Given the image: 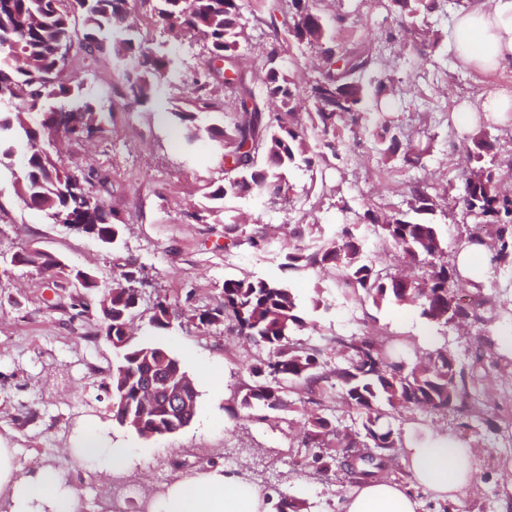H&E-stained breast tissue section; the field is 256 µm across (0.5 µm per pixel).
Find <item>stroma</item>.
<instances>
[{"mask_svg":"<svg viewBox=\"0 0 512 512\" xmlns=\"http://www.w3.org/2000/svg\"><path fill=\"white\" fill-rule=\"evenodd\" d=\"M152 4L130 0L139 20L137 37L175 54L163 95L143 106L126 104L115 92L123 77L120 66L78 49L61 73L65 83L103 98L100 130L84 141L63 144L59 162L108 176L107 186L93 192L106 210L123 219L121 244L107 248L93 236L53 223L18 197L9 171L0 172V445L13 449L23 469L45 464L57 470L64 486L78 491L79 512H106V497L116 486L137 487L142 498L153 502L159 497L158 479L169 482L214 470L245 473L272 499L286 494L304 501V512H337V499L350 482L343 466L318 472L304 464L305 422L311 414L326 413L340 431L351 432L359 427L358 415L339 398L323 400L297 386L286 392L284 407L267 410L262 420L248 417L239 405V389L249 380L245 364L268 357V349L227 326L201 330L185 317L193 308L219 306L226 279L245 274L288 278L309 323L297 337L303 345L375 333L411 362L437 340L447 342L465 365L483 351L481 376L472 391L477 420L465 437L476 451L466 509L512 512V309L503 307L512 301V267L490 264L484 293L500 310L492 321L474 322L461 331L430 325L409 306L358 300L331 271L292 274L283 266L295 227L304 229L308 244L331 238L338 225L357 223L365 206L402 208L411 181L422 176L437 189L460 193L476 132L493 142L497 157H512V121L468 128L455 111L478 94L512 89V71L482 75L457 67L451 33L458 0H441L424 19V27L439 39L433 47L386 42L387 33L397 32L398 21L378 0H338L346 16L340 43L379 48L382 69L399 88L388 99V117L413 139L429 143L430 151L422 168L408 171L383 158L371 135L347 138L343 160L328 159L312 174H288L289 201L226 202V216L241 220L244 233L261 224L270 231L265 249L245 241L228 249L223 225L192 218L208 206L210 182L224 175L222 157L202 143L186 152L167 118L193 98L205 52L192 37H171ZM29 246L62 256L67 272L49 277L12 265V254ZM129 262L142 266L153 282L134 318L133 342L167 348L198 383L194 419L161 437H140L115 421L103 389L115 357L112 346L99 334L97 311L76 318L70 308L76 295L71 270L92 271L108 283ZM159 296L178 302L181 315L157 333L149 317ZM392 423L409 441L438 430L456 433L458 418L449 410L401 409ZM88 429L106 445L129 449L136 466L118 479L100 463L74 459L68 452L71 439Z\"/></svg>","mask_w":512,"mask_h":512,"instance_id":"35a3bbf8","label":"stroma"}]
</instances>
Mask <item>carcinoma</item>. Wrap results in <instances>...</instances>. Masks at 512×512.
Here are the masks:
<instances>
[{
  "instance_id": "carcinoma-1",
  "label": "carcinoma",
  "mask_w": 512,
  "mask_h": 512,
  "mask_svg": "<svg viewBox=\"0 0 512 512\" xmlns=\"http://www.w3.org/2000/svg\"><path fill=\"white\" fill-rule=\"evenodd\" d=\"M64 0H0V104L11 106L0 115V167L13 169L23 162L15 178L16 192L48 219L74 224L106 245L119 243L123 221L108 213L91 188L92 175L64 168L50 150V136L57 113H68L62 139L82 141L100 129L101 112L94 96L83 87L61 81L65 59L59 48L72 42L117 62L131 59L135 71L124 75L121 95L130 103L145 105L168 82L174 57L136 41L134 19L127 0H69L72 11L61 9ZM398 11L400 28L413 42L426 44L428 32L418 20L438 8V0H389ZM158 19L176 36L187 33L203 41L206 60L220 58L224 68L236 74L227 97L212 93L220 82L215 72L203 66V79L196 81L192 109L172 113L175 124L186 132L187 141H208L222 150L224 177L210 184L207 197L220 204L226 200L264 196L279 198L289 189L287 175L295 169L314 171L328 157L339 158L345 132H370L385 159L395 158L402 167L420 166L426 148L405 137L383 116L373 117L369 105L383 93L395 92L388 79L365 82L371 69L380 65L371 46L341 54L334 53V36L325 10L311 0H288L283 10L279 0H257L255 21L269 29L287 26L288 42L272 43L260 69L247 71L236 66L238 50L249 42L250 32L241 22L239 0H154ZM81 18L76 26L74 16ZM306 44L319 51L320 67L310 84L307 99L312 110L298 111V88L281 66L279 58L291 45ZM261 81L273 110L255 97L252 82ZM212 112L223 120L198 124V114ZM316 134L311 143L307 131ZM493 144L483 136L473 138L467 152L464 192L455 198L466 216L474 221L469 240H485L494 259L512 265V195L503 192L498 169L485 164ZM407 210L364 212L362 223L378 229L382 239L399 251L409 268H427L426 276H395L365 257L367 240L358 224H343L335 236L316 248L295 245L288 249L284 267L291 272L329 269L356 296L363 295L378 306L384 302L410 305L420 318L442 326H461L481 319L477 310L489 304L458 312L449 309L456 280V267L448 264L447 243L440 224L434 221L439 204L424 180L409 187ZM20 265L43 274L64 266L58 255L37 248L14 253ZM74 279L85 298L102 304L97 277L77 270ZM143 270L132 265L112 281L107 307L100 308L102 337L112 340L113 417L124 425L128 416L140 414L141 382L153 378L163 384H185L190 401L184 419L173 424L166 412L167 395L158 393L159 413L143 421L138 435L164 436L187 426L196 415L198 391L180 361L156 344H131L129 323L141 300ZM173 304L167 298L153 303L151 326L166 330L171 325ZM195 323L231 322L235 329L271 352L269 359L249 367L251 383L244 386L240 407L246 411L277 409L288 385L301 384L323 394L336 387V396L360 416V430L341 434L327 417L316 413L307 419V443L316 449L306 464L326 471L336 464L337 449L356 457L349 479L379 478L387 470L390 452L400 442V432L387 421L389 412L404 408L448 409L459 414V428L468 431L474 417L471 386L478 376L477 363L456 361L447 343L437 344L425 358L410 365L392 359L387 340L358 336L337 342L344 364L331 369L320 351L294 343L306 321L296 289L284 279L244 276L224 281V303L212 309L191 311Z\"/></svg>"
}]
</instances>
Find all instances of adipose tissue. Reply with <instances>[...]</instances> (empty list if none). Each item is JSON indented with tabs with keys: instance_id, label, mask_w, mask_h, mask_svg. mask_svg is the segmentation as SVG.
I'll use <instances>...</instances> for the list:
<instances>
[{
	"instance_id": "obj_1",
	"label": "adipose tissue",
	"mask_w": 512,
	"mask_h": 512,
	"mask_svg": "<svg viewBox=\"0 0 512 512\" xmlns=\"http://www.w3.org/2000/svg\"><path fill=\"white\" fill-rule=\"evenodd\" d=\"M459 66L484 73L512 70V0H472L455 21L451 39ZM404 483L362 480L337 500V512H423L417 488L434 501L462 504L474 480L475 452L457 436L434 432L408 444ZM51 468L23 472L11 449L0 448V512H79L75 490L61 491ZM157 512H270L262 490L243 475L205 473L173 482Z\"/></svg>"
}]
</instances>
